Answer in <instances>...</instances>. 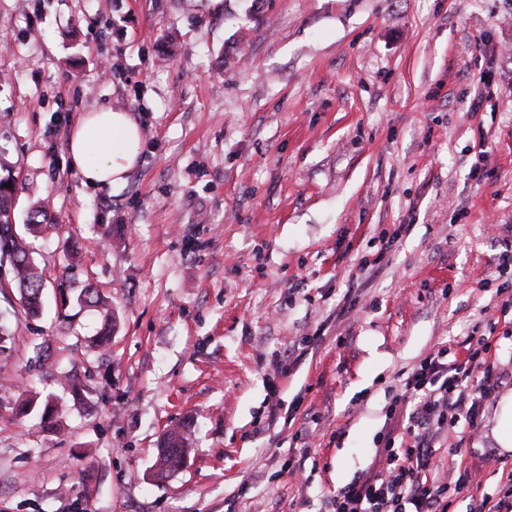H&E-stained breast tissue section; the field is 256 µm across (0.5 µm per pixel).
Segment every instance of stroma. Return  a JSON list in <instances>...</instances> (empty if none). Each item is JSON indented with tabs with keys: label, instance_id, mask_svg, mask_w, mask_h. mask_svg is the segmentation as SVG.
I'll use <instances>...</instances> for the list:
<instances>
[{
	"label": "stroma",
	"instance_id": "stroma-1",
	"mask_svg": "<svg viewBox=\"0 0 512 512\" xmlns=\"http://www.w3.org/2000/svg\"><path fill=\"white\" fill-rule=\"evenodd\" d=\"M104 106L143 136L118 190L83 186L67 152ZM7 175L13 224L44 201L60 230L31 241L42 316L0 291V512H326L434 345L498 336L512 395V0H0ZM68 239L76 288L112 302L106 347L96 308L56 317ZM50 395L57 431L15 416ZM498 404L457 459L488 493L512 468ZM188 416L185 468L154 478Z\"/></svg>",
	"mask_w": 512,
	"mask_h": 512
}]
</instances>
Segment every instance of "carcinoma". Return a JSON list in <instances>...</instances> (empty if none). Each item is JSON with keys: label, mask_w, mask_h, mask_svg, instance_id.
Masks as SVG:
<instances>
[{"label": "carcinoma", "mask_w": 512, "mask_h": 512, "mask_svg": "<svg viewBox=\"0 0 512 512\" xmlns=\"http://www.w3.org/2000/svg\"><path fill=\"white\" fill-rule=\"evenodd\" d=\"M10 179H0V268L9 272L10 281L18 288L22 307L30 316L39 314L42 305L44 279L42 273L31 261L23 239L12 230L9 214L14 205L16 187H4ZM29 230L48 232L57 229V224L49 212L37 208L30 214ZM78 252L72 245L64 246L62 262V280L60 287H71V273L77 267ZM60 410L52 400H46L40 415L44 428L52 429L57 425ZM192 422L183 421L178 427L166 432L158 445L154 476L166 479L182 469L190 456V432Z\"/></svg>", "instance_id": "1"}]
</instances>
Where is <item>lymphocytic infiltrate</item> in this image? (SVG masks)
<instances>
[{
	"mask_svg": "<svg viewBox=\"0 0 512 512\" xmlns=\"http://www.w3.org/2000/svg\"><path fill=\"white\" fill-rule=\"evenodd\" d=\"M463 349L457 357L436 345L408 372L387 409L370 471L329 497V512H448L463 498L467 512H512V472L497 492L477 498L468 471L436 461L441 451L460 454L482 402L499 387L488 337H468Z\"/></svg>",
	"mask_w": 512,
	"mask_h": 512,
	"instance_id": "1",
	"label": "lymphocytic infiltrate"
}]
</instances>
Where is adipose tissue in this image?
Segmentation results:
<instances>
[{
  "label": "adipose tissue",
  "mask_w": 512,
  "mask_h": 512,
  "mask_svg": "<svg viewBox=\"0 0 512 512\" xmlns=\"http://www.w3.org/2000/svg\"><path fill=\"white\" fill-rule=\"evenodd\" d=\"M141 148L140 129L133 117L102 107L77 119L68 154L83 185L118 188L136 165Z\"/></svg>",
  "instance_id": "adipose-tissue-1"
}]
</instances>
